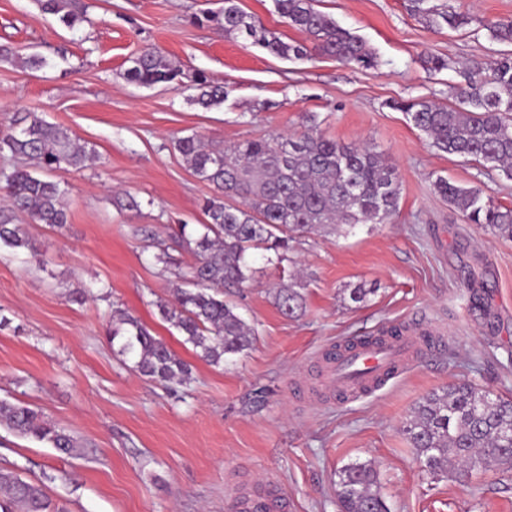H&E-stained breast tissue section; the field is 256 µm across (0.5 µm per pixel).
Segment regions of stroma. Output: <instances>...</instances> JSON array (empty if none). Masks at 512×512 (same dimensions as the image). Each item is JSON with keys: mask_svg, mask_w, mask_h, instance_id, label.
I'll list each match as a JSON object with an SVG mask.
<instances>
[{"mask_svg": "<svg viewBox=\"0 0 512 512\" xmlns=\"http://www.w3.org/2000/svg\"><path fill=\"white\" fill-rule=\"evenodd\" d=\"M89 17L75 29L38 0H0V44L38 53L46 67L0 64V130L26 112L68 127L94 149L85 169L55 172L67 185L69 222L28 225L34 252L0 250V399L37 406L79 446L62 455L0 427V468L40 481L68 512H235L241 494L275 481L289 512H338L336 472L373 462L390 512H512V470L468 479L422 471L402 432L426 395L467 381L512 398V239L483 233L450 206L437 178L512 207V180L432 147L395 101L448 105L457 67L498 57L484 20L512 18V0H425L470 25L429 23L413 0H317V9L362 36L377 64L321 57L290 62L224 34L204 12L224 0H75ZM157 47L185 74L224 85L221 106L192 104L168 84L128 83L129 60ZM443 57L433 71L424 59ZM344 144L365 143L396 167L398 213L387 224L322 233L294 243L304 305L276 304L279 278L256 251L253 275L229 301L257 329L252 349L213 366L164 322L194 259L172 246L178 224H202L213 193L174 141L213 147L296 135L309 115ZM134 195L140 210L119 209ZM166 245L169 265L158 263ZM364 301H351L352 289ZM82 302H74V292ZM136 316L192 366L184 384L139 375L106 335L113 308ZM428 324L440 340L403 377L372 395L336 400L323 386L322 354L351 336Z\"/></svg>", "mask_w": 512, "mask_h": 512, "instance_id": "35a3bbf8", "label": "stroma"}]
</instances>
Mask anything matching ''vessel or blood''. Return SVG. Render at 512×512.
<instances>
[{"mask_svg":"<svg viewBox=\"0 0 512 512\" xmlns=\"http://www.w3.org/2000/svg\"><path fill=\"white\" fill-rule=\"evenodd\" d=\"M423 342L417 335L355 337L353 349L337 350L324 384L336 394L358 396L413 367Z\"/></svg>","mask_w":512,"mask_h":512,"instance_id":"b4317fda","label":"vessel or blood"}]
</instances>
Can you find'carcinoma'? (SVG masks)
I'll return each instance as SVG.
<instances>
[{
	"instance_id": "1",
	"label": "carcinoma",
	"mask_w": 512,
	"mask_h": 512,
	"mask_svg": "<svg viewBox=\"0 0 512 512\" xmlns=\"http://www.w3.org/2000/svg\"><path fill=\"white\" fill-rule=\"evenodd\" d=\"M316 0H274L276 12L289 27L304 34V42H285L276 32L246 14L238 0H224L214 21L234 34L283 60L316 57L370 66L373 48L361 36L340 26L315 7ZM42 10L58 16L73 29L87 21L84 11L68 0H42ZM491 38L512 45V18L484 24ZM0 63L39 70L46 59L23 56L0 44ZM183 72L155 48L130 59L125 78L148 87L182 84ZM457 102L439 105L426 99L396 102L438 150L483 162L512 179V53H503L488 73L461 72ZM196 91L191 102L205 109L224 103V87L205 74L191 77ZM177 151L194 175L210 184L214 195L203 211L207 222L187 231L180 224L172 238L194 257L190 280L194 288H177L174 300L157 304L161 318L191 344L197 356L219 366L251 348L255 329L224 299V289L240 288L251 276L252 251L263 249L288 260L292 243L315 232H334L358 224H383L396 215L400 182L395 168L365 145H346L326 137L315 120L297 136L271 135L244 140L223 149L205 146L195 135L180 137ZM21 164L0 171L9 207L0 208V248L35 251L28 225L15 223L25 212L34 222L58 228L69 220L68 188L51 173L80 171L92 158L71 131L34 112L0 131V154ZM436 188L471 224L485 232L512 239V207L502 206L474 188L439 178ZM301 282L290 275L278 283L276 301L286 316L303 305ZM120 339V351L133 360V369L159 383H185L190 364L132 314L116 310L109 329ZM0 425L13 433L45 443L64 455L78 447L76 439L45 418L36 407L0 399ZM403 433L420 468L434 476L460 479L477 467L512 469V399L469 382L449 386L424 397L412 410ZM341 512H388L373 462H352L336 471ZM0 512H61L43 484L26 481L15 471L0 469Z\"/></svg>"
}]
</instances>
